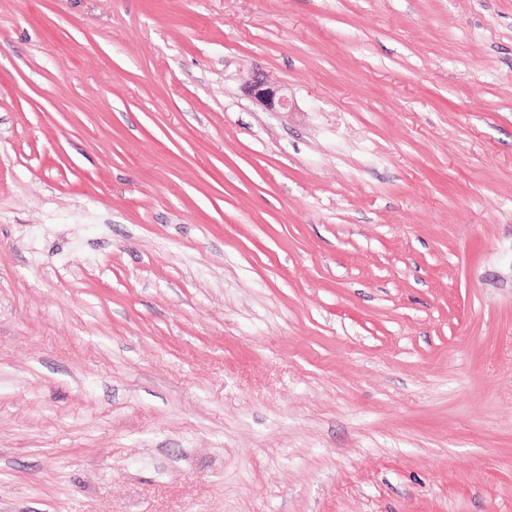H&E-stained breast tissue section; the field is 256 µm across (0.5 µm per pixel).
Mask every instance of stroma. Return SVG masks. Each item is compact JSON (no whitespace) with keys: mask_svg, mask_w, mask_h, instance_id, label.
<instances>
[{"mask_svg":"<svg viewBox=\"0 0 512 512\" xmlns=\"http://www.w3.org/2000/svg\"><path fill=\"white\" fill-rule=\"evenodd\" d=\"M0 512H512V0H0ZM246 93L255 100L264 104L270 111L285 109L288 106V97L280 89L268 85L259 77H252L245 82Z\"/></svg>","mask_w":512,"mask_h":512,"instance_id":"obj_1","label":"stroma"}]
</instances>
